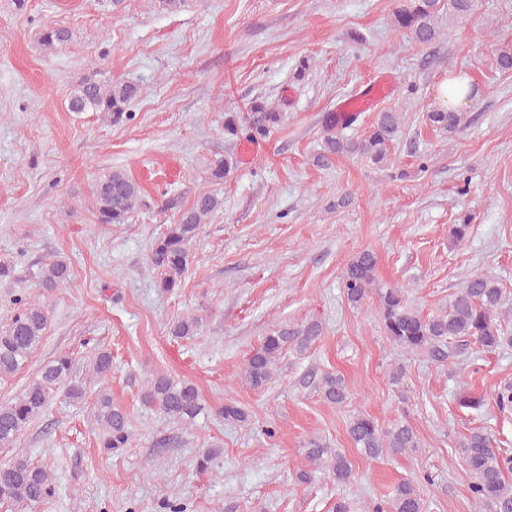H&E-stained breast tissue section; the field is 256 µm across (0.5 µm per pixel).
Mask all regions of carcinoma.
<instances>
[{
  "label": "carcinoma",
  "instance_id": "carcinoma-1",
  "mask_svg": "<svg viewBox=\"0 0 512 512\" xmlns=\"http://www.w3.org/2000/svg\"><path fill=\"white\" fill-rule=\"evenodd\" d=\"M439 0H410L393 14L396 28L405 31L419 45L429 46L444 36L436 24ZM72 32L64 27L44 29L43 45L58 49L72 40ZM139 95V88L129 82L114 80L102 83L84 80L69 100L72 112H98L110 123L121 125L135 119L130 104ZM282 113L266 101L253 99L244 112L224 113V135L251 142L266 139L282 122ZM428 125L436 131L453 134L463 123V113L437 108L426 113ZM344 123L331 115L324 127L322 153L317 161L327 162L337 154H351L375 165L390 161L391 146L401 134L400 113L384 111L376 114L369 130L360 138H347L337 131ZM236 167V159L226 156L211 163L208 180L221 184ZM142 201L139 184L128 173L115 169L101 179L93 190L94 212L100 224H123ZM223 206L215 194L201 191L189 206L175 197L165 199L161 210H176L177 219L166 225L155 238L149 265L156 275V284L164 292L178 287L189 262V248L198 236L201 224ZM377 257L370 251L354 256L342 275V290L348 304L359 307L371 294L378 298V314L383 330L397 346L427 358L438 366L453 364L471 347L484 353H500L512 349V333L504 332L497 319L505 301L499 281L483 272L465 276L461 288L449 296L448 306L439 313L424 315L412 306L402 288L378 283ZM70 281L66 262L53 260L42 267L40 288L49 293L64 288ZM11 315L0 326V378L21 370L41 343L48 317L44 305L27 295L11 300ZM203 318L179 317L172 321L169 333L176 338H188L198 333ZM322 334L317 320L285 324L271 330L260 346L246 359L243 377L254 389L263 388L272 378L273 366L286 350L303 351ZM72 359L62 354L44 364L38 377L15 400L0 403V446L12 444L20 433L36 421L49 404L52 389L70 378ZM95 378L105 379L112 371V352L100 348L89 365ZM324 401L343 406L351 394L345 380L333 372L321 378ZM141 401L160 410L171 421L190 424L202 411V399L197 385L188 380H175L158 374L147 382ZM497 410L512 411V384H506L493 394ZM225 421L248 425L249 412L235 403L220 408ZM90 415L99 427V447L108 452L128 446L130 435L126 412L114 404L112 396L102 393L93 404ZM348 435L357 452L372 460L403 454L419 447V437L409 422L400 418L382 428L370 416L358 412L351 416ZM493 434L485 427L465 434L460 448L469 472V491L474 512H512V450L494 445ZM307 468L296 472L302 484L313 482L316 473H328L338 484H348L353 468L348 457L313 437L303 446ZM430 481L421 473L394 485L388 493L366 502L363 512H425L417 484ZM56 494L54 482L43 467L26 458L0 465V504L32 509Z\"/></svg>",
  "mask_w": 512,
  "mask_h": 512
}]
</instances>
